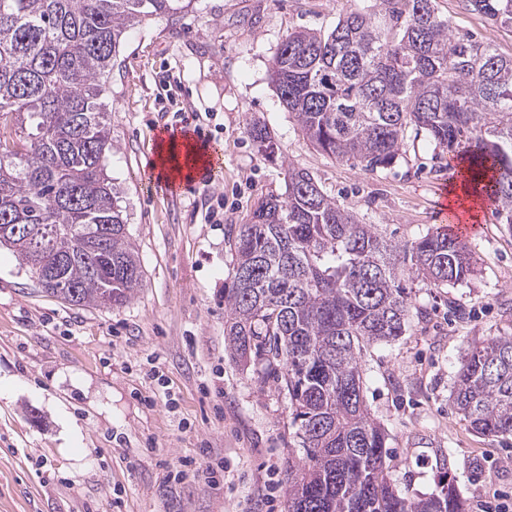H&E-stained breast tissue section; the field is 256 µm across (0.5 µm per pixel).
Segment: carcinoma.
I'll return each instance as SVG.
<instances>
[{
    "mask_svg": "<svg viewBox=\"0 0 512 512\" xmlns=\"http://www.w3.org/2000/svg\"><path fill=\"white\" fill-rule=\"evenodd\" d=\"M181 0H0V224L42 228L8 246L32 276L64 243L105 235L43 292L72 306L110 309L141 286L104 158L112 149L103 96L120 42ZM512 29V0H465ZM270 79L319 151L385 168L406 132L424 133L466 165L467 178L512 229V57L467 33L453 35L436 0H380L339 17L329 32L288 33ZM247 134L277 154L266 126ZM286 192L257 203L233 246L224 295L231 359L261 365L262 383L288 397L297 447L288 452L287 512H466L455 484L411 498L386 473L385 429L362 394L366 348L398 340L412 304L405 275L437 288L475 272L463 240L439 228L393 243L288 166ZM112 225L106 233L103 225ZM449 400L473 431L512 436V336L474 342Z\"/></svg>",
    "mask_w": 512,
    "mask_h": 512,
    "instance_id": "obj_1",
    "label": "carcinoma"
}]
</instances>
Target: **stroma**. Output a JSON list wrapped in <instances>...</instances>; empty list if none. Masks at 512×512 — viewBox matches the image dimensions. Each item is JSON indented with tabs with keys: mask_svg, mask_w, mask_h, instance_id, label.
Returning <instances> with one entry per match:
<instances>
[{
	"mask_svg": "<svg viewBox=\"0 0 512 512\" xmlns=\"http://www.w3.org/2000/svg\"><path fill=\"white\" fill-rule=\"evenodd\" d=\"M359 0H192L172 18L129 30L105 102L112 148L105 168L118 193L142 286L109 310L78 308L41 292L15 254L0 249V512H262L268 484L284 485L295 443L288 400L224 350V290L232 285L228 230L258 200L286 191L285 171L321 188L388 239L436 227L454 162L408 132L394 164L374 171L321 154L269 79L278 45L296 29L328 31ZM452 30L512 56V30L463 0H437ZM181 113L221 152L224 221L207 223L201 187L148 186L153 133ZM265 123L275 158L246 132ZM473 277L436 288L409 276L421 316L400 339L362 357L363 396L387 434L395 488L429 493L453 480L469 505L512 496V438L468 429L449 395L475 340L512 336V230L495 213L466 238ZM224 459L223 486L173 479V464L201 446ZM447 456V469L437 465Z\"/></svg>",
	"mask_w": 512,
	"mask_h": 512,
	"instance_id": "35a3bbf8",
	"label": "stroma"
}]
</instances>
